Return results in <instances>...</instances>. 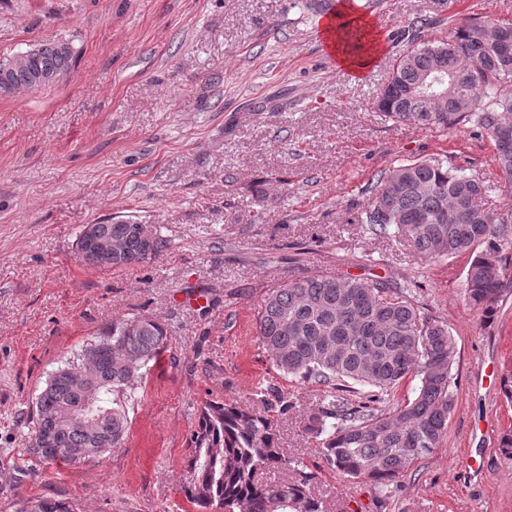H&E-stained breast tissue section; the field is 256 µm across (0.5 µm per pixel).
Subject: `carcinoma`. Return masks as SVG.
Segmentation results:
<instances>
[{"label": "carcinoma", "instance_id": "1", "mask_svg": "<svg viewBox=\"0 0 512 512\" xmlns=\"http://www.w3.org/2000/svg\"><path fill=\"white\" fill-rule=\"evenodd\" d=\"M493 20L472 18L446 39H418L427 18L407 25L412 45L396 58L376 108L395 123L454 128L469 124L495 138L512 120V28L502 42L490 40ZM25 58L0 60V96L21 88L49 87L67 74L71 47L40 41ZM468 63H459L460 57ZM495 160L512 184V145L494 143ZM372 200L357 222L379 237L401 234L430 258L469 252L470 305L490 317L512 286V240L507 220L480 206L487 187L467 181L448 159L402 162L380 174ZM98 235L118 242L111 268L158 257L168 240L154 231L145 239L139 224H98ZM257 335L272 366L286 376L326 387L306 426L320 439L331 470L351 479L388 485L440 447L453 407L452 367L456 343L448 327L421 316L407 296L383 281L338 279L331 273L289 280L262 299ZM167 329L156 319L114 320L85 348L72 370L68 360L36 396L25 453L44 466L77 465L72 448H88L93 461L121 445L129 424V398L140 369L166 347ZM419 379L415 397L388 410L395 387ZM368 388L353 402L336 383ZM95 389L90 410L77 408L83 388ZM262 415L222 400L200 407L191 438L185 497L199 512H324L311 492L314 475L279 446L277 413L292 404L280 394ZM292 470V480L262 481L260 471ZM15 512H74L48 498H19Z\"/></svg>", "mask_w": 512, "mask_h": 512}]
</instances>
